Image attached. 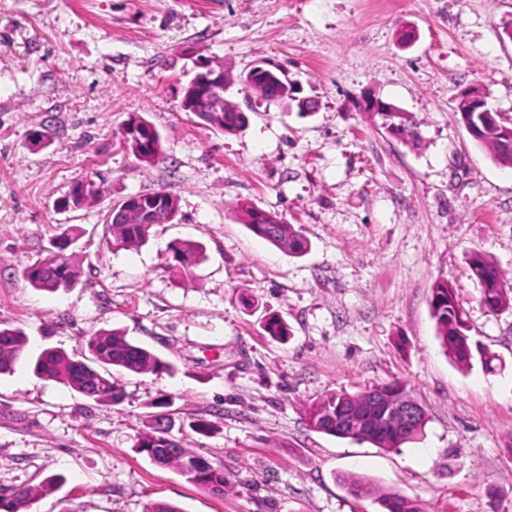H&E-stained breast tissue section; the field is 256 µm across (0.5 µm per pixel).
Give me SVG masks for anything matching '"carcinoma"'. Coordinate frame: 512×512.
I'll list each match as a JSON object with an SVG mask.
<instances>
[{
    "mask_svg": "<svg viewBox=\"0 0 512 512\" xmlns=\"http://www.w3.org/2000/svg\"><path fill=\"white\" fill-rule=\"evenodd\" d=\"M460 120L473 139L490 150L494 162L512 166V145L506 142L503 121L483 112H461ZM383 125L407 145L420 140L416 124L405 112L381 113ZM249 119L246 112H216L210 114L207 124L226 134L241 131ZM143 121L141 116L129 117L123 126V145L137 160L152 164L161 153L159 133H154L156 149L144 152L143 132L134 128ZM141 204L160 205L171 217L178 212L177 197L165 190L139 195ZM241 217L249 229L276 248L301 256L308 251V244L294 225L283 222L275 215L240 205ZM111 243L115 247L130 248L147 242L152 225L112 223ZM68 245L25 270V277L32 287L43 291H56L74 285L80 278V270L66 254ZM172 267L186 275L201 263V247L181 242L170 247ZM470 266L481 284V302L491 313L512 311V293L503 286L498 267L486 256L475 253ZM430 310L435 321L441 345L455 363L463 368L472 364L473 353H478L485 363L496 357L486 350H473L475 343L469 335V325L460 307L454 289L446 282L437 283L432 289ZM30 338L25 331L14 326H0V375H10L20 366H28L40 377L54 379L82 396L99 403L117 399V392L108 376L107 368L119 367L134 374L169 372L173 365L155 353L130 341L119 332L100 331L85 343V354L80 357L64 352L45 349L37 356L28 353ZM408 392L398 382L379 384L357 393L330 392L313 401L306 410L309 426L317 432L340 438L367 441L379 448L395 449L418 439L424 432L427 416L421 415L411 424H402L392 414L394 401ZM135 449L146 454L151 461L170 466L189 482L212 492L222 493L228 484L224 469L187 448H182L171 436L169 428L156 420L150 430L142 433ZM57 480L49 479L36 488H22L7 495L0 494V512H19L20 505L40 495L56 490ZM386 512H422L417 501L394 491L379 494Z\"/></svg>",
    "mask_w": 512,
    "mask_h": 512,
    "instance_id": "cac0c4a2",
    "label": "carcinoma"
}]
</instances>
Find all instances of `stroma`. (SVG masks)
<instances>
[{
    "mask_svg": "<svg viewBox=\"0 0 512 512\" xmlns=\"http://www.w3.org/2000/svg\"><path fill=\"white\" fill-rule=\"evenodd\" d=\"M512 0H0V324L29 349L80 352L118 330L173 364L113 369L120 403L86 399L28 368L0 377V490L63 476L23 512H512V313L480 302L479 251L512 287V167L494 163L455 110L477 85L512 126ZM240 75L284 70L311 114L246 94L248 127L223 134L183 111L199 58ZM378 99L412 116L411 146L368 112ZM133 115L161 135L154 164L120 145ZM45 134L41 143L32 131ZM101 195L61 199L79 181ZM167 190L176 218L144 245L112 247L110 204ZM282 217L308 240L299 257L255 236L237 204ZM81 270L54 293L26 268L64 230ZM203 246L192 276L170 244ZM448 282L474 341L498 361L461 368L431 316ZM287 339L264 330L268 316ZM394 380L426 411L397 450L310 428L306 404ZM170 418L182 447L223 466L217 494L135 451L146 421ZM199 420L215 422L209 435ZM379 500L387 512H423L416 500L398 492L382 491Z\"/></svg>",
    "mask_w": 512,
    "mask_h": 512,
    "instance_id": "obj_1",
    "label": "stroma"
}]
</instances>
